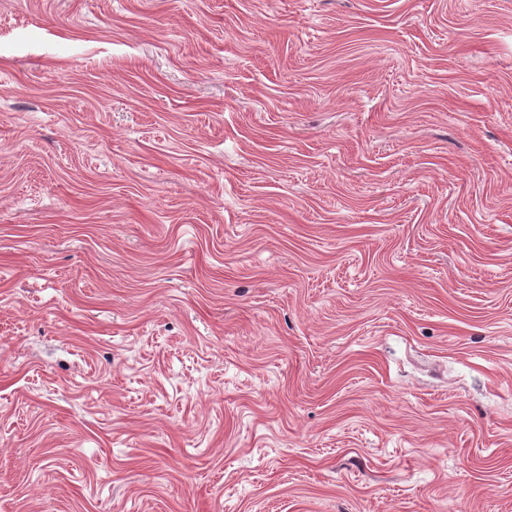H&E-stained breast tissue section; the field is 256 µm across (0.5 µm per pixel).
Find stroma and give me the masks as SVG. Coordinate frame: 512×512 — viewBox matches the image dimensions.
Returning <instances> with one entry per match:
<instances>
[{
  "instance_id": "obj_1",
  "label": "stroma",
  "mask_w": 512,
  "mask_h": 512,
  "mask_svg": "<svg viewBox=\"0 0 512 512\" xmlns=\"http://www.w3.org/2000/svg\"><path fill=\"white\" fill-rule=\"evenodd\" d=\"M0 512H512V0H0Z\"/></svg>"
}]
</instances>
